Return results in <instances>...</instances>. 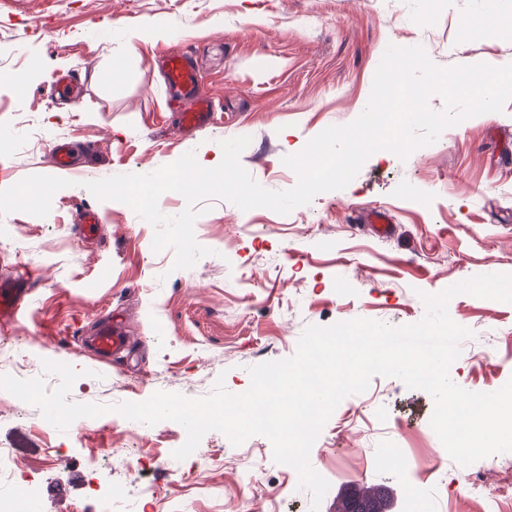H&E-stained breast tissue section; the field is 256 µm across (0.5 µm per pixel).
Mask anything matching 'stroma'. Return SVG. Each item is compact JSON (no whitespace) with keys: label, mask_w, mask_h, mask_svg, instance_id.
<instances>
[{"label":"stroma","mask_w":512,"mask_h":512,"mask_svg":"<svg viewBox=\"0 0 512 512\" xmlns=\"http://www.w3.org/2000/svg\"><path fill=\"white\" fill-rule=\"evenodd\" d=\"M130 28L142 37L125 41ZM391 43L423 47L440 67L512 63V0H0V190L55 176L50 149L61 141L84 161L47 216H0V276L15 270L34 283L27 313L0 327V340L24 338L35 362L77 370L74 403L142 402L158 391L205 397L220 377L242 393L249 367L293 356L308 326L414 324L423 295L512 274V100L444 129L407 159L375 152L344 189L286 214L197 202L195 238L210 253L189 269L173 270V249L153 250L154 228L130 206L86 187L151 173L189 151L209 158L221 141L247 136L244 169L266 189H291L297 175L283 157L359 117ZM167 50L195 60L200 91L216 104L212 126L181 127L155 64ZM116 62L125 71L118 81ZM66 74L78 84L71 99L51 88ZM88 208L103 219L93 236L81 231ZM372 210L390 217L391 236L364 222ZM448 311L472 332L452 381L498 390L512 379V304L459 294ZM111 316L131 347L108 363L82 341ZM433 411L427 392L380 375L346 397L310 451L330 483L316 512H336L356 483L385 489L392 512H408L403 495L415 485L432 512H481L480 500L457 494L472 479L512 492V453L468 466L440 460ZM185 440L176 422L139 429L110 413L61 432L36 407L0 395V448L38 482L49 512H74L78 502L101 512L83 495L86 459L102 448L131 451L98 473L129 512H315L266 437L236 447L207 432L189 471L173 456ZM58 447L65 456L47 466ZM377 448L406 458L387 465ZM140 486L153 494L138 495Z\"/></svg>","instance_id":"stroma-1"}]
</instances>
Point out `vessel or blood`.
I'll use <instances>...</instances> for the list:
<instances>
[{
	"instance_id": "vessel-or-blood-1",
	"label": "vessel or blood",
	"mask_w": 512,
	"mask_h": 512,
	"mask_svg": "<svg viewBox=\"0 0 512 512\" xmlns=\"http://www.w3.org/2000/svg\"><path fill=\"white\" fill-rule=\"evenodd\" d=\"M166 83L170 89L172 104L177 105L182 126L197 128L208 125L215 118L210 99L199 95L198 74L188 54L169 51L162 56ZM29 279L17 276L0 281V320H15L26 308ZM129 338L118 322L107 321L98 326L92 336V346L99 357L109 358L127 346Z\"/></svg>"
}]
</instances>
